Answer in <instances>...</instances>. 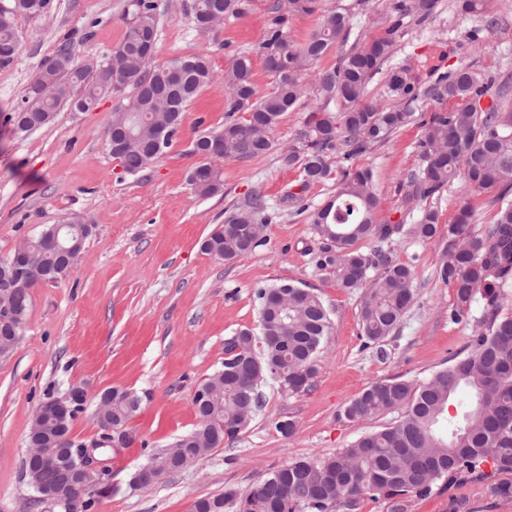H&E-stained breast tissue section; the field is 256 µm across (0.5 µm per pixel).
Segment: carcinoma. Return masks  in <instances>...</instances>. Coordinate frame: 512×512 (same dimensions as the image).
I'll list each match as a JSON object with an SVG mask.
<instances>
[{
  "label": "carcinoma",
  "mask_w": 512,
  "mask_h": 512,
  "mask_svg": "<svg viewBox=\"0 0 512 512\" xmlns=\"http://www.w3.org/2000/svg\"><path fill=\"white\" fill-rule=\"evenodd\" d=\"M494 0H456V9L481 16L494 25ZM50 0H5L0 3V67L12 64L21 38L16 19L45 13ZM134 18L123 41L104 64L79 65L69 38L48 56L20 101L5 115L18 134L47 126L60 108L91 112L105 95L116 98L105 131V146L125 171L137 175L152 167L178 132L187 104L211 83L207 53L178 56L156 66L158 38L156 0H132ZM438 0H399L395 18L380 37L352 47L336 66L303 81V72L347 36L348 15L341 8L322 16L306 42L288 39V22L296 14L316 11L317 0H272L265 39L256 52L275 77L269 92H260L253 79L249 53L238 54L224 72L225 118L217 130L200 132L191 152L201 163L190 170L189 185L202 197L223 187L220 164L252 159L276 149L272 132L282 116L301 101H318L308 113L297 144L282 150L281 160L300 164L298 190L287 199L303 204L307 189L332 179L330 158L345 162L367 152L409 123L413 113L384 107L366 99L370 79L393 54L403 18L423 22L436 12ZM195 28L210 33L221 22L238 17L242 0H191ZM389 94L416 101L421 97L455 102L447 112H435L423 122L418 147L420 169L411 174L405 203L419 211L413 224H376L379 199L369 168H347L336 181L335 193L311 212L318 239L306 249L315 267L328 272L337 287L364 289L359 317L365 338L385 341L397 329L415 299L412 269L393 258L384 244L405 235L419 240L444 236L438 276L454 288L455 321L471 328L469 352L423 380L386 378L371 383L349 400L342 416L349 421L376 418L400 410L395 423L366 432L333 455L303 458L266 472L250 490L196 500L191 512H356L368 495L389 500L391 512H408L409 499L431 493L434 486L452 487L483 481L491 497L512 502V311L506 312L508 281L512 279V97L509 82L459 67L422 89L404 69L388 82ZM491 98L483 108V98ZM246 112L241 122L235 113ZM460 179L487 191L503 187L493 223L473 231L475 212L462 206L452 224L440 232L437 212L422 203ZM272 212L260 188L224 217V236H208L202 250L224 261L251 253L262 245V227ZM376 246L363 253L357 242ZM376 271L368 279L369 270ZM74 272L64 259L53 271L37 270L32 286L56 282ZM259 333L241 329L224 341V362L195 390L192 404L196 427L169 447L148 454L146 465L162 474L178 472L213 449L237 439L263 408L259 386L271 380L292 394L309 391L318 372V355L329 336L331 322L319 294L296 283L262 285L255 289ZM484 301L481 315H472L474 302ZM466 388L470 399L461 418L452 420L448 408L456 392ZM131 392L112 389L108 422L112 435L129 447L134 438L125 430L137 412L130 408ZM490 467L485 472L484 467ZM108 491L83 493L45 506L46 512H91Z\"/></svg>",
  "instance_id": "1"
}]
</instances>
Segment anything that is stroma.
I'll list each match as a JSON object with an SVG mask.
<instances>
[{
	"label": "stroma",
	"mask_w": 512,
	"mask_h": 512,
	"mask_svg": "<svg viewBox=\"0 0 512 512\" xmlns=\"http://www.w3.org/2000/svg\"><path fill=\"white\" fill-rule=\"evenodd\" d=\"M130 2L53 0L47 14L18 18L19 53L12 64L0 67V113L18 103L64 39H72L76 62L105 63L132 21ZM270 2L244 0L241 17L204 35L185 13L184 0H162L155 63L204 49L216 80L186 108L173 144L147 171L128 174L106 150L105 129L115 103L111 97L91 112L61 109L49 125L27 135L0 123V258L70 213L94 227L77 270L35 288L17 346L8 360L0 361V512H44L24 479L26 438L39 405L72 388L86 393L85 408L72 426L75 440L85 444L100 435L96 406L103 391L123 388L142 399L127 424L136 442L110 463L114 492L97 501L92 512H190L199 498L229 487L247 491L268 470L335 453L362 433L393 423L399 412L355 422L340 413L376 380H421L447 366L451 357L465 355L470 331L450 321L455 292L437 276L442 241L391 242L394 258L414 271L417 296L398 330L378 349L363 345L361 290L337 288L311 263L306 249L317 236L310 214L286 198L300 169L284 165L279 151L296 143L316 100H305L282 116L272 134L277 151L224 161L220 193L202 197L188 185L187 175L199 162L191 152L192 141L199 131L224 123L219 78L232 54L252 52L259 90L274 85L263 59L254 53L265 33ZM394 2L318 0L316 12L291 18L288 37L302 43L318 28L323 13L350 6L345 43L316 63L328 69L350 46L383 34ZM497 11V24L489 26L479 16L458 13L454 0H439L425 22L405 18L393 55L370 80L367 93L408 108L415 117L354 160L374 174L379 198L375 223L405 220L408 178L422 164L417 147L422 123L433 112L452 107L445 99L411 102L388 95L389 73L405 67L425 84L461 66L512 76V0H499ZM257 187L277 213L263 229L264 244L230 262L204 253L203 239ZM497 195V190H473L457 179L427 206L444 228L463 204H470L477 224L483 225L495 218ZM276 282L314 290L329 312L330 335L312 389L291 395L278 384L262 385L264 409L235 443L212 450L152 487L130 488L150 450L168 447L196 426L192 398L198 383L221 366L227 337L256 327L255 287ZM277 418L295 422L292 436L274 429ZM452 496L465 501L463 512H512V503H491L478 482L434 488L428 496L412 498L408 512H448Z\"/></svg>",
	"instance_id": "obj_1"
}]
</instances>
